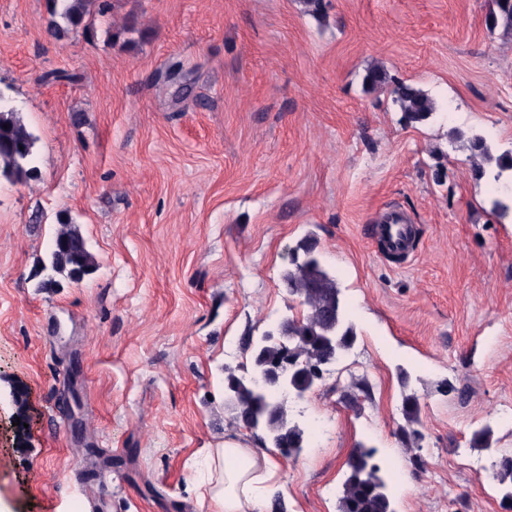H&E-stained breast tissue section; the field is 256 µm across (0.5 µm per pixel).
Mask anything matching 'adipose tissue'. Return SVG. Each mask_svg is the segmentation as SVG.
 <instances>
[{
	"mask_svg": "<svg viewBox=\"0 0 512 512\" xmlns=\"http://www.w3.org/2000/svg\"><path fill=\"white\" fill-rule=\"evenodd\" d=\"M208 481L195 485L200 512H265L264 491L277 477L268 454L234 438L209 449Z\"/></svg>",
	"mask_w": 512,
	"mask_h": 512,
	"instance_id": "ef3b65f1",
	"label": "adipose tissue"
}]
</instances>
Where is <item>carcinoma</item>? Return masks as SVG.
<instances>
[{"label": "carcinoma", "mask_w": 512, "mask_h": 512, "mask_svg": "<svg viewBox=\"0 0 512 512\" xmlns=\"http://www.w3.org/2000/svg\"><path fill=\"white\" fill-rule=\"evenodd\" d=\"M497 9L486 17V25L498 24L512 30V0H494ZM95 0H53V11L72 27L82 25L90 15ZM394 101L399 104L402 120L421 124L436 111V102L422 90L404 82L391 88ZM473 156L481 164L475 168L477 176L484 175L483 165H493L494 181L502 184L498 194L490 200L491 212L499 220L512 219V155H496L486 138L477 133L466 137ZM35 137L12 106L0 103V179L23 182L37 173L34 155ZM60 229L52 236L49 264L43 266L46 277L42 288H58L55 275L65 273L72 281H80L97 268L95 256L87 249L78 227L69 219H59ZM299 257L289 262L281 276V285L288 296L299 301L303 308L293 317L296 355L305 361L294 379L299 392L310 390L315 381L322 379L326 362L340 359L356 340L355 325L349 320L341 299L336 276L325 266L318 242L309 236L294 248ZM244 345L250 351V370L238 375L237 370L224 368V386L230 394L236 419L251 431L262 430V441L275 448L288 449V457L296 458L306 447L308 435L291 418L289 400L278 399L273 391H263L258 381L272 366L280 364L281 346L275 340H253L248 336ZM401 413L405 424L394 432L405 447L415 444L421 433V408L413 393L402 395ZM374 451L359 446L348 460V472L339 512H394L386 492V481L381 465L373 461ZM493 476L503 482L512 479V455H502L493 462Z\"/></svg>", "instance_id": "cac0c4a2"}]
</instances>
